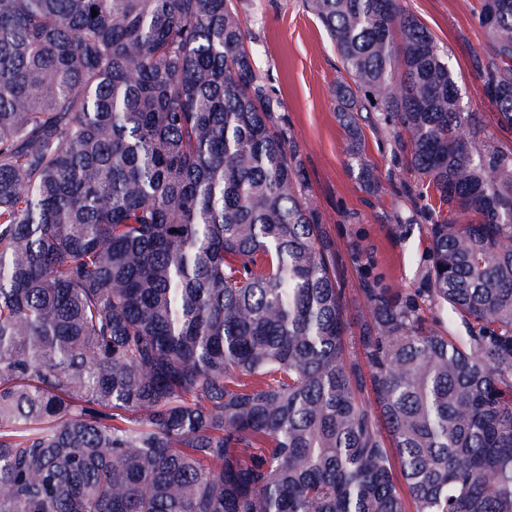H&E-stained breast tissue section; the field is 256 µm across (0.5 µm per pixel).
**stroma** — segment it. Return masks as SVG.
Masks as SVG:
<instances>
[{
	"label": "stroma",
	"mask_w": 512,
	"mask_h": 512,
	"mask_svg": "<svg viewBox=\"0 0 512 512\" xmlns=\"http://www.w3.org/2000/svg\"><path fill=\"white\" fill-rule=\"evenodd\" d=\"M447 49L461 104L476 113L485 133L499 139L495 109L481 92L477 59H488L486 31L477 21L480 0H401ZM243 25L259 52L255 69L280 102L288 135L305 173V186L336 244V275L346 297H354L363 273L384 287H417L429 241L425 222L397 230L407 201L400 175L392 174L391 142L383 124H363L364 153L377 167L378 194H367L350 167V141L336 110L333 88L344 72L326 34L305 0H239ZM364 253L353 263L352 247Z\"/></svg>",
	"instance_id": "obj_1"
}]
</instances>
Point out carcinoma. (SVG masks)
Segmentation results:
<instances>
[{
	"instance_id": "cac0c4a2",
	"label": "carcinoma",
	"mask_w": 512,
	"mask_h": 512,
	"mask_svg": "<svg viewBox=\"0 0 512 512\" xmlns=\"http://www.w3.org/2000/svg\"><path fill=\"white\" fill-rule=\"evenodd\" d=\"M306 3L435 201L355 335L235 0H0V512H512V145L399 0ZM478 21L512 134V0Z\"/></svg>"
}]
</instances>
